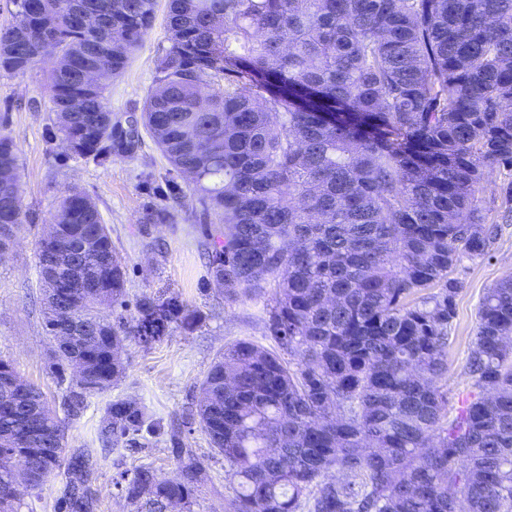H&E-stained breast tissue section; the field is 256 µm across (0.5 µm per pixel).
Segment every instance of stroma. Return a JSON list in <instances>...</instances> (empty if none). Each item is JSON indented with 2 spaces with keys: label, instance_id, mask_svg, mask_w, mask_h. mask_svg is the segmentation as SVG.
<instances>
[{
  "label": "stroma",
  "instance_id": "35a3bbf8",
  "mask_svg": "<svg viewBox=\"0 0 512 512\" xmlns=\"http://www.w3.org/2000/svg\"><path fill=\"white\" fill-rule=\"evenodd\" d=\"M167 8L168 0H157L153 25L129 67L106 82L113 124L133 130L135 136L131 151L106 161L96 163L65 149L49 110L45 67L19 75L0 71V133L7 134L15 145L24 211L10 249L0 260V357L12 362L21 379L40 387L47 399H54L58 386L49 368L43 334L37 243L74 187L94 200L126 261L128 306H135L143 295L169 289L202 315L194 331L172 329L147 347L126 342L120 381L93 398L81 418L66 421L65 452L84 448L93 456L90 490L94 512H128L118 485L122 472L149 464L159 475L171 477L177 468L165 434L149 437L146 448L136 453L122 448L102 450L98 424L109 401L133 397L162 426L180 423L182 414L197 401V387L217 352L238 340L269 349L275 346L261 318L264 297L242 292L229 300L217 291L208 274L207 250L209 234L218 230L220 223L213 217H201L187 181L176 175L138 122L153 84L156 61L169 44ZM510 180L512 172L495 169L479 193L487 223L498 227L488 256L462 259L452 272L461 283L443 382L452 410L473 389L466 362L480 299L487 288L512 275V222L500 223L493 205L501 184ZM164 205L169 206L172 220L149 222L151 210ZM180 441L205 461L197 512H229L234 492L223 456L212 448L199 424L182 425Z\"/></svg>",
  "mask_w": 512,
  "mask_h": 512
}]
</instances>
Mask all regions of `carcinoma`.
Returning <instances> with one entry per match:
<instances>
[{
    "instance_id": "obj_1",
    "label": "carcinoma",
    "mask_w": 512,
    "mask_h": 512,
    "mask_svg": "<svg viewBox=\"0 0 512 512\" xmlns=\"http://www.w3.org/2000/svg\"><path fill=\"white\" fill-rule=\"evenodd\" d=\"M87 2L14 0L0 70L50 63L54 124L70 152L99 162L126 142L87 62L123 74L156 0H95L91 24ZM167 29L143 125L190 175L202 214L224 223L212 280L228 298L272 290L264 322L279 351L225 347L188 414L224 455L233 512H512V276L478 306L467 360L477 393L450 417L439 385L460 290L449 274L489 254L495 228L477 193L494 169L512 170V0H169ZM16 169L1 133L0 260L23 223ZM99 217L73 189L38 242L55 264L44 299L69 289L43 331L70 419L122 376L114 346L147 347L197 321L173 291L121 313L124 260ZM64 331L73 342L59 352ZM14 378L0 358V438L48 455L23 460L26 484L0 469V512H21L52 475L65 478L59 512H94L92 455H64L62 421ZM155 431L136 400L118 398L98 435L140 450ZM173 453L171 478L148 465L122 473L129 512H168L174 499L195 512L204 461Z\"/></svg>"
}]
</instances>
